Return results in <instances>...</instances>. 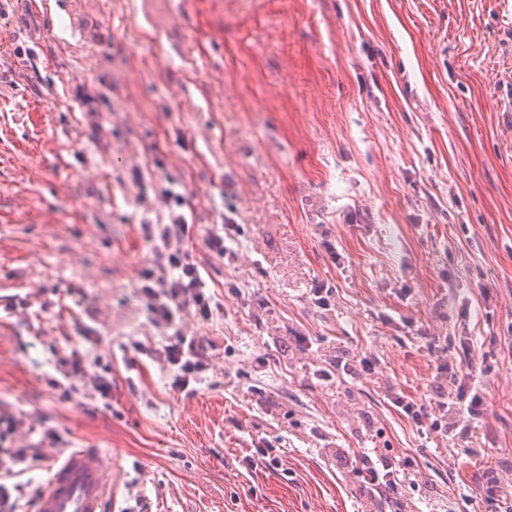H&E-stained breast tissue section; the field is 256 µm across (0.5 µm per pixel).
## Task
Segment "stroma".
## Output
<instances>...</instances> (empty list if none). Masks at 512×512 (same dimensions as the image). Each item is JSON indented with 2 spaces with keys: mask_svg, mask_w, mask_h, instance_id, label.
<instances>
[{
  "mask_svg": "<svg viewBox=\"0 0 512 512\" xmlns=\"http://www.w3.org/2000/svg\"><path fill=\"white\" fill-rule=\"evenodd\" d=\"M500 96L512 0H0V451L33 463L7 481L18 512L76 448L111 455L116 512H501L484 488L512 485ZM166 188L215 303L177 320L205 348L192 396L142 275ZM439 362L457 382L435 432L390 399L427 397ZM267 446L277 466L248 468ZM373 449L401 485L362 487Z\"/></svg>",
  "mask_w": 512,
  "mask_h": 512,
  "instance_id": "35a3bbf8",
  "label": "stroma"
}]
</instances>
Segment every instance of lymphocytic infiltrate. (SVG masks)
I'll use <instances>...</instances> for the list:
<instances>
[{"instance_id": "1", "label": "lymphocytic infiltrate", "mask_w": 512, "mask_h": 512, "mask_svg": "<svg viewBox=\"0 0 512 512\" xmlns=\"http://www.w3.org/2000/svg\"><path fill=\"white\" fill-rule=\"evenodd\" d=\"M150 236L155 245L151 266L145 270L144 277L148 282L146 293L150 299L151 319L157 326L172 332L165 357L168 363L178 366L174 385L186 394L204 363L195 340L176 330L174 320L177 313L183 311L208 317L212 312L211 299L203 291L205 282L193 256L194 227L186 215L170 213L168 223L151 226Z\"/></svg>"}]
</instances>
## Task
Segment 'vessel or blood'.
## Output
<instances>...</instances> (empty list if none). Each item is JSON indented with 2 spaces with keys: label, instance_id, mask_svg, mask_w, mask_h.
<instances>
[{
  "label": "vessel or blood",
  "instance_id": "1",
  "mask_svg": "<svg viewBox=\"0 0 512 512\" xmlns=\"http://www.w3.org/2000/svg\"><path fill=\"white\" fill-rule=\"evenodd\" d=\"M112 462L100 449L80 448L51 470L35 512H104L111 498Z\"/></svg>",
  "mask_w": 512,
  "mask_h": 512
}]
</instances>
